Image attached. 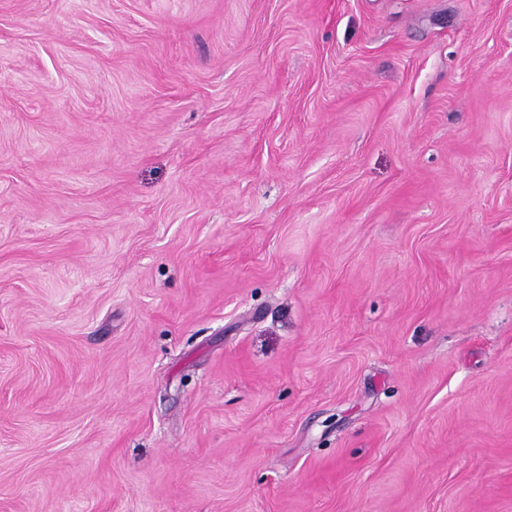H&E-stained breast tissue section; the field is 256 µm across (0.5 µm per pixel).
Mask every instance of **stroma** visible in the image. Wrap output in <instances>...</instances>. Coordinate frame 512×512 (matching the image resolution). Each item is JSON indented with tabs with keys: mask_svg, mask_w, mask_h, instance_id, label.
<instances>
[{
	"mask_svg": "<svg viewBox=\"0 0 512 512\" xmlns=\"http://www.w3.org/2000/svg\"><path fill=\"white\" fill-rule=\"evenodd\" d=\"M0 512H512V0H0Z\"/></svg>",
	"mask_w": 512,
	"mask_h": 512,
	"instance_id": "1",
	"label": "stroma"
}]
</instances>
